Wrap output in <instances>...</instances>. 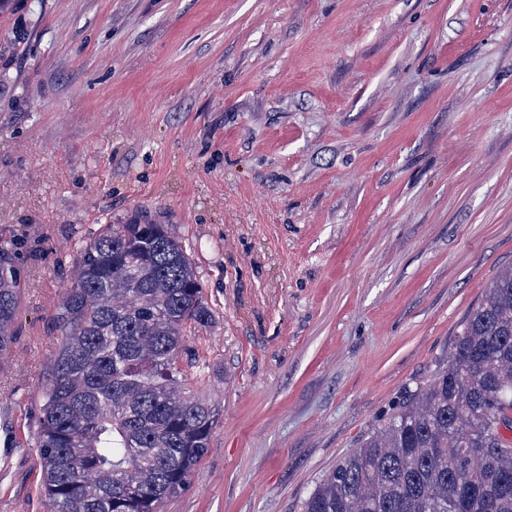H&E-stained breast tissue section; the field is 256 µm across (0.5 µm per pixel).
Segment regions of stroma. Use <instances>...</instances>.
<instances>
[{
	"mask_svg": "<svg viewBox=\"0 0 512 512\" xmlns=\"http://www.w3.org/2000/svg\"><path fill=\"white\" fill-rule=\"evenodd\" d=\"M168 225L219 412L163 512H303L428 387L512 266V0H5L0 512H49L36 436L73 261ZM24 281L14 264L10 249L0 245V367L10 355L12 345L19 336L17 318L21 289Z\"/></svg>",
	"mask_w": 512,
	"mask_h": 512,
	"instance_id": "stroma-1",
	"label": "stroma"
}]
</instances>
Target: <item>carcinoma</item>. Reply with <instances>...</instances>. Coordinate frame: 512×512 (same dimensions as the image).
Masks as SVG:
<instances>
[{
	"label": "carcinoma",
	"mask_w": 512,
	"mask_h": 512,
	"mask_svg": "<svg viewBox=\"0 0 512 512\" xmlns=\"http://www.w3.org/2000/svg\"><path fill=\"white\" fill-rule=\"evenodd\" d=\"M36 448L51 512H160L207 453L218 412L186 391L187 331L212 312L164 224H108L78 251ZM24 281L0 245V365ZM512 267L432 383L329 472L304 512H512Z\"/></svg>",
	"instance_id": "carcinoma-1"
}]
</instances>
